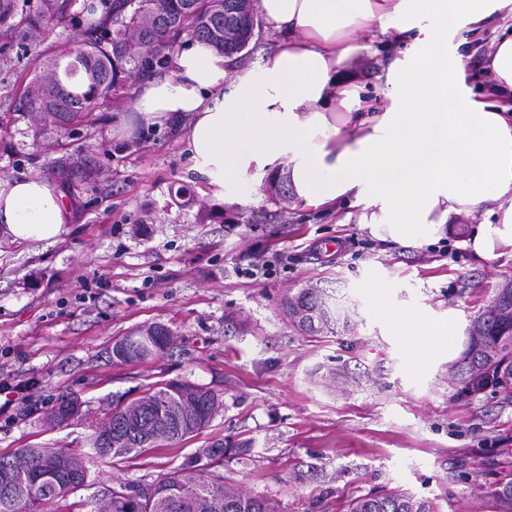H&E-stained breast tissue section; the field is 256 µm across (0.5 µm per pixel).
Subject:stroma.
<instances>
[{"instance_id": "1", "label": "stroma", "mask_w": 512, "mask_h": 512, "mask_svg": "<svg viewBox=\"0 0 512 512\" xmlns=\"http://www.w3.org/2000/svg\"><path fill=\"white\" fill-rule=\"evenodd\" d=\"M511 30L512 14L499 12L449 33L448 53L475 94L493 82V41ZM75 34L52 24L29 42L0 29V178L73 164L61 185L72 219L60 237L0 239V378L35 384L28 403L0 415V452L88 450L106 412L168 380L209 387L224 407L190 439L123 462L93 460L86 484L51 512H99L118 483L155 482L224 437L255 445L218 474L278 512H345L390 489L438 512H490V491L512 478V398L462 392L444 356L414 373L367 284L385 279L395 305L429 316L456 310L465 328L512 279V257L475 258L457 232L421 248L383 242L281 199L266 177L239 201H220L177 129L132 120V87L81 123L42 131L22 97L45 54ZM404 50L381 33L348 67L375 94ZM183 184L190 198L175 196ZM316 282L345 297L353 330L314 338L288 321L284 294ZM152 323L169 326L176 346L147 363H117L115 340ZM62 392L80 397L82 415L48 427L43 415Z\"/></svg>"}]
</instances>
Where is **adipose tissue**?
<instances>
[{
    "label": "adipose tissue",
    "instance_id": "obj_1",
    "mask_svg": "<svg viewBox=\"0 0 512 512\" xmlns=\"http://www.w3.org/2000/svg\"><path fill=\"white\" fill-rule=\"evenodd\" d=\"M279 39L259 69H243L225 91L223 55L196 42L176 53L173 74L141 85V123L179 124L192 168L216 189L287 174L303 206L358 222L381 241L423 246L459 216L486 212L464 241L493 259L512 248V99L477 100L463 68L446 76L448 33L480 27L512 0H258ZM393 29L413 52L395 60L381 106L330 110L358 97L342 64L359 33ZM70 218L57 186L34 175L0 180V237L57 240ZM375 311L411 352L413 372L455 355V314L425 317L394 306L388 285L368 283Z\"/></svg>",
    "mask_w": 512,
    "mask_h": 512
}]
</instances>
